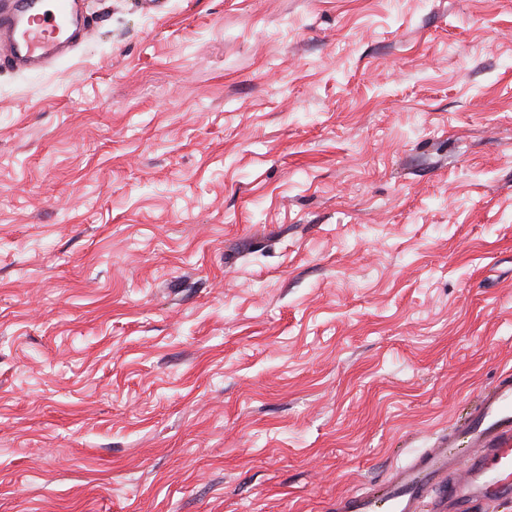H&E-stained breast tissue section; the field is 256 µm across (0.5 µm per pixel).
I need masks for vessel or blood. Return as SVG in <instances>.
<instances>
[{"instance_id": "1", "label": "vessel or blood", "mask_w": 512, "mask_h": 512, "mask_svg": "<svg viewBox=\"0 0 512 512\" xmlns=\"http://www.w3.org/2000/svg\"><path fill=\"white\" fill-rule=\"evenodd\" d=\"M93 31L83 0H0V68L40 71ZM512 504V374L481 390L433 447L396 466L382 484L338 495L333 512H468Z\"/></svg>"}]
</instances>
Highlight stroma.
I'll use <instances>...</instances> for the list:
<instances>
[{
    "label": "stroma",
    "instance_id": "obj_1",
    "mask_svg": "<svg viewBox=\"0 0 512 512\" xmlns=\"http://www.w3.org/2000/svg\"><path fill=\"white\" fill-rule=\"evenodd\" d=\"M0 71V512H329L512 370V0H85Z\"/></svg>",
    "mask_w": 512,
    "mask_h": 512
}]
</instances>
